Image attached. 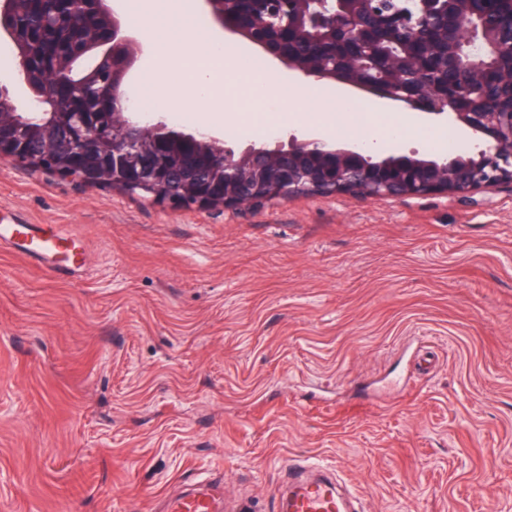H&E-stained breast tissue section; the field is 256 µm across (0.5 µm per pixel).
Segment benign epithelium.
I'll return each mask as SVG.
<instances>
[{"mask_svg": "<svg viewBox=\"0 0 512 512\" xmlns=\"http://www.w3.org/2000/svg\"><path fill=\"white\" fill-rule=\"evenodd\" d=\"M64 3L66 12L79 16L94 10L108 19V33L93 44H70L63 54L74 64L88 55L93 68L112 62L125 53L112 80L94 84L90 95L112 111V128L90 133L80 119L56 129L52 139L35 153L37 167L45 172L91 184V160L74 159L67 166L55 162L59 145L73 148L107 144L112 155V181L123 192L178 207L202 209L234 208L248 211L265 201L286 200L299 194L358 197H387L451 192L468 195L512 185V108L497 106L500 85L492 77L500 52H512V11L493 12L490 0H448L451 12L436 19L460 35L448 56V78L431 79L423 92L407 82L390 86L352 75L347 63L357 68L370 53L378 20L388 19L403 42L413 41L432 28L408 7V0H360L365 8L351 12L349 0H303L294 18L280 20L279 6L291 0H237L235 14L224 10L223 0H199L214 27L224 32L228 46L243 39L262 62L288 70L294 78H317L334 82L351 95L369 94L382 104L409 112V117H425L468 131L470 148L448 156L392 152L383 155L368 140L337 142L318 135L275 137L264 142L237 145L208 131H186L159 112H134L130 85L139 60L148 51L140 31L115 7L114 0H41ZM17 0H0V40L16 39ZM331 32L341 52L326 64L311 68L297 59L293 46L302 36L313 44L318 34ZM16 76L29 88L34 111L19 112L12 97L0 92V113L13 117L14 124L47 122L54 125L61 113L53 107L62 95L82 84L71 73L55 80L53 87L30 78L29 59L18 54L13 59ZM181 141L188 148L185 166L199 171L198 161L207 170H223L224 194L218 199L206 185L196 186L190 195L162 190L166 173L157 165L169 143Z\"/></svg>", "mask_w": 512, "mask_h": 512, "instance_id": "benign-epithelium-1", "label": "benign epithelium"}]
</instances>
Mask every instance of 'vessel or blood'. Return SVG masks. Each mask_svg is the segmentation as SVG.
Segmentation results:
<instances>
[{"label":"vessel or blood","instance_id":"obj_1","mask_svg":"<svg viewBox=\"0 0 512 512\" xmlns=\"http://www.w3.org/2000/svg\"><path fill=\"white\" fill-rule=\"evenodd\" d=\"M0 248L12 250L46 266L57 274H72L83 267L86 245L76 233L54 224H28L16 220L0 224ZM224 487L200 486L192 494H173L165 500V512H224ZM287 512H348L335 487L323 481L294 482L289 488Z\"/></svg>","mask_w":512,"mask_h":512}]
</instances>
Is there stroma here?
Listing matches in <instances>:
<instances>
[{
	"mask_svg": "<svg viewBox=\"0 0 512 512\" xmlns=\"http://www.w3.org/2000/svg\"><path fill=\"white\" fill-rule=\"evenodd\" d=\"M216 132L319 130L216 80ZM175 208L0 162V221L83 236L60 277L0 250V512H164L211 476L280 512L288 463L363 512H512V187Z\"/></svg>",
	"mask_w": 512,
	"mask_h": 512,
	"instance_id": "1",
	"label": "stroma"
}]
</instances>
